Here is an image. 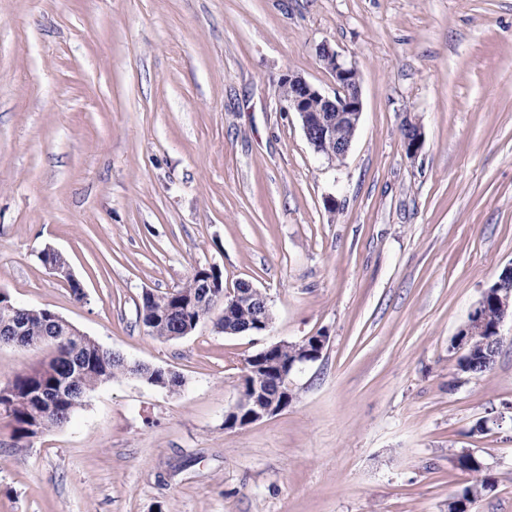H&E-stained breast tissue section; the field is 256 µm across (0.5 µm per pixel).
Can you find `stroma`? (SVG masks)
I'll list each match as a JSON object with an SVG mask.
<instances>
[{
	"mask_svg": "<svg viewBox=\"0 0 512 512\" xmlns=\"http://www.w3.org/2000/svg\"><path fill=\"white\" fill-rule=\"evenodd\" d=\"M324 44L359 73L340 162L279 98L334 94ZM510 265L512 0H0V291L183 378L104 382L21 452L0 414V512H448L464 452L470 512H512V315L460 385L453 347ZM209 266L270 329L150 335L143 293ZM318 333L288 408L225 428L247 358ZM51 353L0 345V384Z\"/></svg>",
	"mask_w": 512,
	"mask_h": 512,
	"instance_id": "obj_1",
	"label": "stroma"
}]
</instances>
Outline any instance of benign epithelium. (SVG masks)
I'll list each match as a JSON object with an SVG mask.
<instances>
[{"instance_id":"benign-epithelium-1","label":"benign epithelium","mask_w":512,"mask_h":512,"mask_svg":"<svg viewBox=\"0 0 512 512\" xmlns=\"http://www.w3.org/2000/svg\"><path fill=\"white\" fill-rule=\"evenodd\" d=\"M319 57L324 68L333 76L335 94L325 95L302 77L290 75L281 82L280 89L287 90V94L281 95V98L287 111L298 114L305 138L315 152H320L321 145L331 143L336 145V151L328 152L326 157L341 160L351 147L363 109L358 74L355 67L343 62L336 51L327 45L320 48ZM406 132V151L413 156L423 146V132L419 126L411 123L406 124ZM47 254V267L51 271L68 282L75 281L67 264L53 262V257L59 256L58 252L49 249ZM494 288L498 306L503 312L494 327L498 336L500 326L512 308V267L505 269ZM259 296V291L253 289L249 282L240 281L235 288L224 291V309L218 324L225 334H239L235 327L236 315L246 307L254 312L255 333L261 335L270 328V322L265 317L268 302L257 301ZM484 304L482 299L477 302L457 335L477 336L485 330ZM327 341L328 337L323 334L308 336L299 343L271 344L251 356L249 370L242 378L239 400L225 413L224 424L228 427L247 426L286 409L293 398L290 382L294 369L302 363L319 359ZM285 346L292 349L288 358L282 354ZM259 371L270 374L277 389L275 395H269L259 383L251 380L252 375Z\"/></svg>"}]
</instances>
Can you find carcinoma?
I'll use <instances>...</instances> for the list:
<instances>
[{"label": "carcinoma", "instance_id": "obj_1", "mask_svg": "<svg viewBox=\"0 0 512 512\" xmlns=\"http://www.w3.org/2000/svg\"><path fill=\"white\" fill-rule=\"evenodd\" d=\"M221 277L214 269L200 268L182 286L171 292L145 293L142 297L140 317L149 332L159 338L171 339L183 326L197 327L209 318L212 310L223 304L221 300L204 299L201 291L207 279ZM177 309L174 314L167 313ZM486 331L471 339V343L493 342L496 337L489 328L499 317V306L493 296L487 297L485 309ZM18 326L21 340L29 347L45 342L55 345L57 357L30 372L17 374L0 386V412L6 413L13 424L16 448L23 450L31 439L44 431L66 423L71 414L84 405L90 393L101 383L114 378L135 374L147 384L175 389L183 385L180 374L144 364H132L125 357L100 346L95 340L68 335L63 327L53 328L42 314H30V309L13 302L6 293L0 295V328ZM67 384L72 389L53 406L40 405V396ZM457 466L478 479L482 485L490 484L483 474L481 459L466 452L456 459ZM469 487L448 498V512H467L472 503L468 497Z\"/></svg>", "mask_w": 512, "mask_h": 512}]
</instances>
